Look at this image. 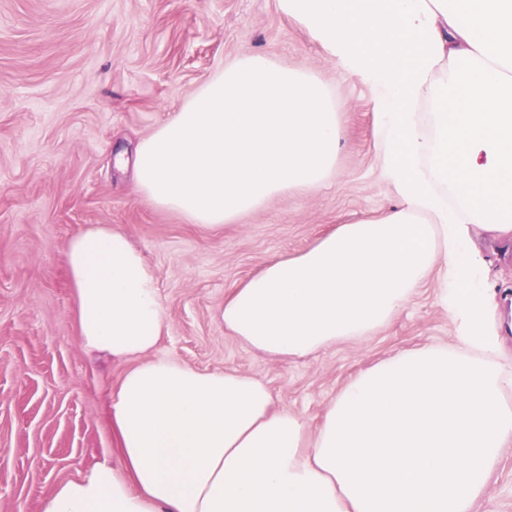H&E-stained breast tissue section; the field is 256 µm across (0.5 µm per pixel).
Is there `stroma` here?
<instances>
[{
    "label": "stroma",
    "instance_id": "35a3bbf8",
    "mask_svg": "<svg viewBox=\"0 0 512 512\" xmlns=\"http://www.w3.org/2000/svg\"><path fill=\"white\" fill-rule=\"evenodd\" d=\"M252 54L319 79L344 138L336 174L215 232L135 190L118 152L177 112L224 65ZM397 198L384 181L370 90L341 72L276 0H0V512H41L44 498L111 454L109 393L126 363L87 353L64 263L88 226L124 232L157 276L166 312L154 356L264 381L317 427L330 399L387 356L453 343L433 283L361 343L283 362L224 330V300L270 260L337 225L379 218ZM496 313L512 315V243L474 236ZM473 512H512V447Z\"/></svg>",
    "mask_w": 512,
    "mask_h": 512
}]
</instances>
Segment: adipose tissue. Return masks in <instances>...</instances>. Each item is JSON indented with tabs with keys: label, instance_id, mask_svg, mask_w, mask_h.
Masks as SVG:
<instances>
[{
	"label": "adipose tissue",
	"instance_id": "obj_1",
	"mask_svg": "<svg viewBox=\"0 0 512 512\" xmlns=\"http://www.w3.org/2000/svg\"><path fill=\"white\" fill-rule=\"evenodd\" d=\"M372 92L381 170L401 203L277 257L228 296L224 329L282 361L387 326L429 276L456 324L358 372L316 430L266 383L155 358L165 310L120 231L66 246L80 341L128 362L113 457L42 512H472L512 442L505 360L475 232L512 242V0H277ZM342 124L308 72L252 55L216 73L135 151L137 191L218 230L336 171Z\"/></svg>",
	"mask_w": 512,
	"mask_h": 512
}]
</instances>
